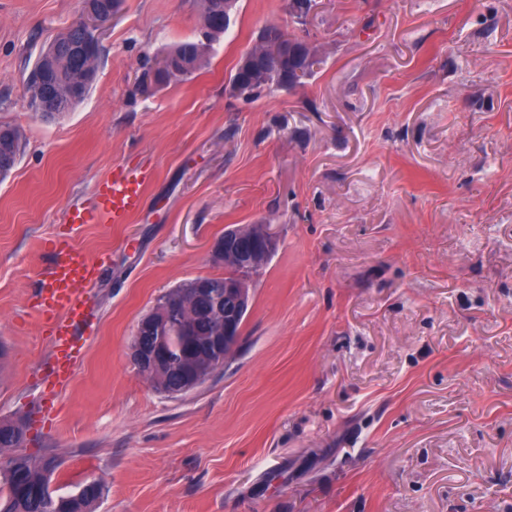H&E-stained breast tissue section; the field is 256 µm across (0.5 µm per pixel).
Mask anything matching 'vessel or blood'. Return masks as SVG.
Here are the masks:
<instances>
[{"label": "vessel or blood", "mask_w": 512, "mask_h": 512, "mask_svg": "<svg viewBox=\"0 0 512 512\" xmlns=\"http://www.w3.org/2000/svg\"><path fill=\"white\" fill-rule=\"evenodd\" d=\"M152 173L145 168H125L100 183L94 207L70 209L68 224H125L144 206V190ZM54 262L44 271L45 286L38 294L39 316L51 336L56 364L53 383L67 384L77 363L73 349L75 329L94 317L90 293L99 277V265L71 239L53 246Z\"/></svg>", "instance_id": "vessel-or-blood-1"}]
</instances>
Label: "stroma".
<instances>
[{"label": "stroma", "mask_w": 512, "mask_h": 512, "mask_svg": "<svg viewBox=\"0 0 512 512\" xmlns=\"http://www.w3.org/2000/svg\"><path fill=\"white\" fill-rule=\"evenodd\" d=\"M82 0H0V422L56 456V493L103 479L96 512H512V0H314L304 84L232 96L285 0H239L207 62L144 93L197 40L201 0H121L96 80L32 112L26 77ZM119 167L143 211L85 224L104 265L68 387L33 307L65 213ZM263 224L233 358L169 397L129 347L160 296L220 276L211 244ZM54 394L51 423L38 421ZM0 128L5 130L1 136V159L9 166L10 171L15 167L24 150V138L22 132L15 126L7 123H1Z\"/></svg>", "instance_id": "1"}]
</instances>
